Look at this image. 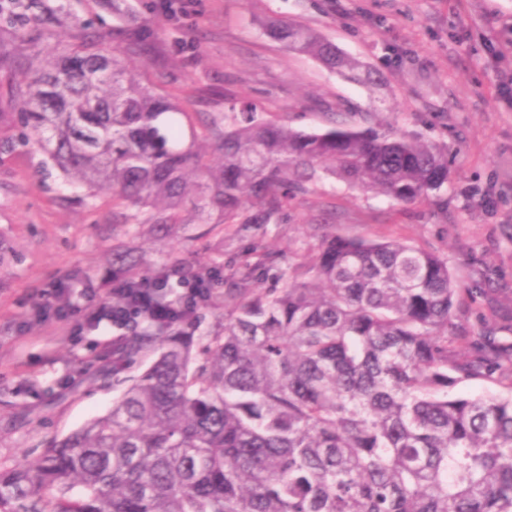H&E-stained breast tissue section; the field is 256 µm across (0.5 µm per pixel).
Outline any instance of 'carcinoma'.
<instances>
[{"instance_id": "cac0c4a2", "label": "carcinoma", "mask_w": 512, "mask_h": 512, "mask_svg": "<svg viewBox=\"0 0 512 512\" xmlns=\"http://www.w3.org/2000/svg\"><path fill=\"white\" fill-rule=\"evenodd\" d=\"M47 25L33 14L0 39V130L12 132L0 152L38 147L125 224H279L324 176L400 204L448 202L442 142L390 123L355 128L341 112L325 130H297L246 103L198 127L136 77L130 60L158 54L141 27L117 44L82 27L32 64L23 50ZM265 32L381 81L304 25L272 19ZM112 255L131 289L206 276L179 262L149 270L121 245ZM263 265L244 262L232 287L189 309L156 292L93 374L118 391L112 409L0 472V512H512V393H452L492 376L512 389V342L456 334L445 259L331 235L312 266L288 265L286 288H254ZM201 307L219 328L197 336Z\"/></svg>"}]
</instances>
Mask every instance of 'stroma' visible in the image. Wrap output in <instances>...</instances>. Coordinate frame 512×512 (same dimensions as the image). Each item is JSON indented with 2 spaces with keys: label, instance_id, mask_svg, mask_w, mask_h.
<instances>
[{
  "label": "stroma",
  "instance_id": "obj_1",
  "mask_svg": "<svg viewBox=\"0 0 512 512\" xmlns=\"http://www.w3.org/2000/svg\"><path fill=\"white\" fill-rule=\"evenodd\" d=\"M34 11L66 33L72 19L100 32L121 16L149 28L169 65L138 66L142 80L188 111L227 112L244 99L296 129L323 127L347 106L349 124L375 113L403 132L448 145V207L399 204L326 177L310 184L279 224L236 232L180 224H124L107 199L45 174L43 154H0V471L42 457L49 445L105 414L115 393L91 375L122 336L86 314L109 302L112 247L122 242L151 265L181 260L229 274L252 250L268 253L256 288H282L292 262H312L324 235L399 240L448 261L462 289L457 332L512 320V0H202L199 15L170 20L151 0H38ZM301 23L377 70L378 86L329 71L263 30ZM195 42L193 61L174 54ZM69 286L75 315L31 322L54 284Z\"/></svg>",
  "mask_w": 512,
  "mask_h": 512
}]
</instances>
